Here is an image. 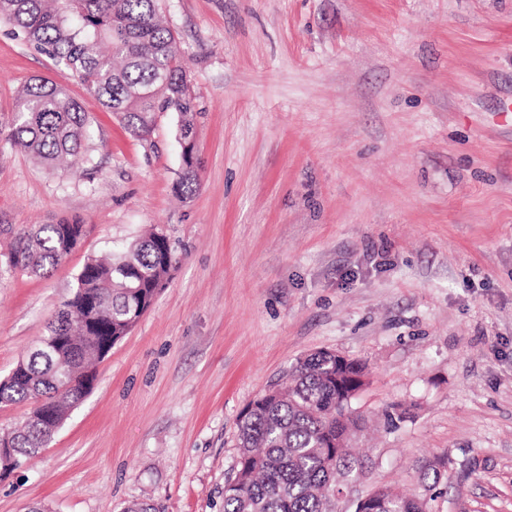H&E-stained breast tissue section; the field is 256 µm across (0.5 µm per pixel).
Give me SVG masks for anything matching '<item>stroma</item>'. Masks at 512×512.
<instances>
[{
	"label": "stroma",
	"instance_id": "35a3bbf8",
	"mask_svg": "<svg viewBox=\"0 0 512 512\" xmlns=\"http://www.w3.org/2000/svg\"><path fill=\"white\" fill-rule=\"evenodd\" d=\"M204 112L185 197L177 115L142 140L82 87L94 163L50 171L0 136V378L46 336L88 258L156 227L180 262L0 512H224L237 421L319 349L364 363L335 497L512 512V0H161ZM67 70L0 24V115ZM86 226L50 274L17 233ZM373 495L375 512H430L429 501H434L433 493L419 496H402L388 488H382Z\"/></svg>",
	"mask_w": 512,
	"mask_h": 512
}]
</instances>
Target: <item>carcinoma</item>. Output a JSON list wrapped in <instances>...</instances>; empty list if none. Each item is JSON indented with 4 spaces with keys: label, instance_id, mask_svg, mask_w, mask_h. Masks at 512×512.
Segmentation results:
<instances>
[{
    "label": "carcinoma",
    "instance_id": "carcinoma-1",
    "mask_svg": "<svg viewBox=\"0 0 512 512\" xmlns=\"http://www.w3.org/2000/svg\"><path fill=\"white\" fill-rule=\"evenodd\" d=\"M159 0H0V23L92 93L126 129L145 139L155 114L174 112L178 130L195 133L202 114L186 60L158 17ZM50 169L90 162L88 121L69 86L30 79L14 100L0 134ZM200 185L198 166L187 162L176 189L191 194ZM86 234L79 220L38 224L18 234L12 267L44 276L77 248ZM179 263L173 243L152 230L107 258H90L76 278L73 296L49 322V335L64 342L32 351L15 376L0 385V406L33 404V416L0 436L18 464L39 453L79 404L72 384L98 357V346L124 334L129 319ZM365 376L364 366L328 350L297 361L284 389L269 388L254 399L237 425V467L224 485V512H333L336 486L353 477L363 458L347 445L358 416L345 401L347 387ZM446 466L443 457L423 474L425 493L402 496L388 488L373 494L376 512H430V494Z\"/></svg>",
    "mask_w": 512,
    "mask_h": 512
}]
</instances>
